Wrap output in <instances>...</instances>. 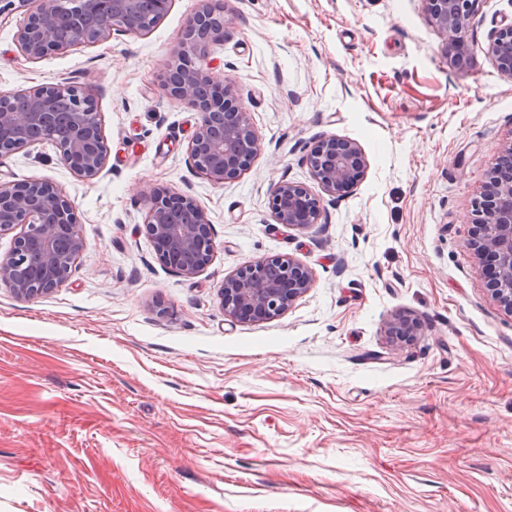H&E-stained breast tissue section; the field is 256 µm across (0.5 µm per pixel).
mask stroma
<instances>
[{"label":"stroma","instance_id":"35a3bbf8","mask_svg":"<svg viewBox=\"0 0 512 512\" xmlns=\"http://www.w3.org/2000/svg\"><path fill=\"white\" fill-rule=\"evenodd\" d=\"M223 3L206 67L260 151L221 186L189 170L199 116L161 87L200 0L38 60L15 41L22 13L0 21V93L84 87L109 146L89 182L46 142L0 161L1 181L61 188L85 239L49 295L0 286V512H512V311L466 245L512 142V79L487 54L512 0H481L462 67L421 0ZM326 136L362 149L363 179L322 195L319 224H276L274 185L316 189L305 158ZM149 186L206 207L199 275L157 260ZM276 255L311 288L278 318L225 317V276ZM400 313L423 328L397 348Z\"/></svg>","mask_w":512,"mask_h":512}]
</instances>
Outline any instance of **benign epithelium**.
Returning <instances> with one entry per match:
<instances>
[{
    "label": "benign epithelium",
    "instance_id": "obj_1",
    "mask_svg": "<svg viewBox=\"0 0 512 512\" xmlns=\"http://www.w3.org/2000/svg\"><path fill=\"white\" fill-rule=\"evenodd\" d=\"M0 0V17L24 12L16 33L20 51L29 59L64 52L83 44L103 42L114 32L145 35L170 10L172 0ZM428 21L441 34L451 64L470 49L468 30L479 0H423ZM220 0H201L188 21L179 49L168 64L162 86L174 101L198 112L200 120L188 141L192 171L215 185L239 177L259 150L247 113L240 107L232 82L211 78L203 68L210 44L224 33ZM487 54L512 78V25L489 40ZM57 150L60 162L76 177L92 180L105 167L109 147L94 99L70 83L44 84L0 93V159L39 142ZM317 185L329 196L343 194L364 177L361 148L334 137L318 141L306 158ZM275 223L306 229L318 223L320 199L307 188L282 181L271 195ZM144 229L158 260L168 269L193 277L210 263L214 251L207 209L191 194L169 187L145 192ZM471 238L466 246L491 274L490 291L512 312V142L502 148L482 191L474 201ZM12 235L13 245L0 256V286L30 301L64 286L85 248L76 207L53 183L29 179L0 181V237ZM308 270L290 256L247 262L224 278L219 303L224 316L236 321L270 320L284 314L309 288ZM422 330L410 316L393 318L386 335L395 347L411 342Z\"/></svg>",
    "mask_w": 512,
    "mask_h": 512
}]
</instances>
